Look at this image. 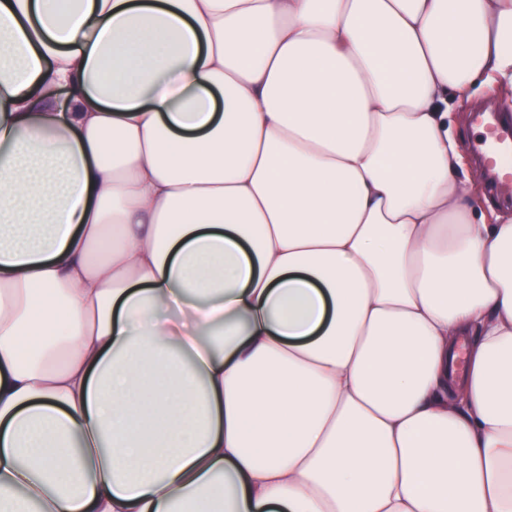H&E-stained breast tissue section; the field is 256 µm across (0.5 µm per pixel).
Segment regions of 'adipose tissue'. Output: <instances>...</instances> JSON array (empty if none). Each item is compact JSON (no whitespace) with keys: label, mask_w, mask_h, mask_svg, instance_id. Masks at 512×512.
Here are the masks:
<instances>
[{"label":"adipose tissue","mask_w":512,"mask_h":512,"mask_svg":"<svg viewBox=\"0 0 512 512\" xmlns=\"http://www.w3.org/2000/svg\"><path fill=\"white\" fill-rule=\"evenodd\" d=\"M479 84L512 0H0V512H512Z\"/></svg>","instance_id":"obj_1"}]
</instances>
